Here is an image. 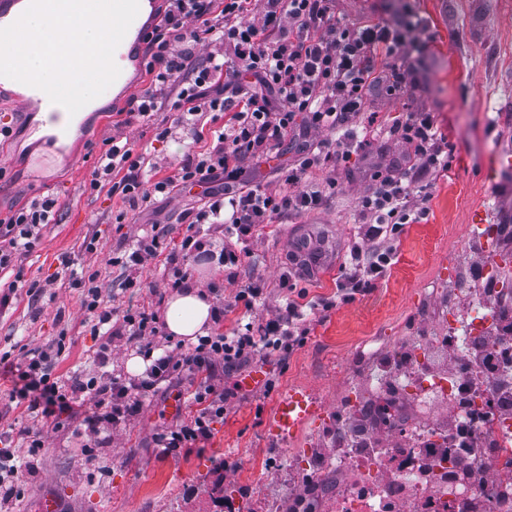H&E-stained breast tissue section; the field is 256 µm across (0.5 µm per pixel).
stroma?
Wrapping results in <instances>:
<instances>
[{
	"label": "stroma",
	"instance_id": "1",
	"mask_svg": "<svg viewBox=\"0 0 512 512\" xmlns=\"http://www.w3.org/2000/svg\"><path fill=\"white\" fill-rule=\"evenodd\" d=\"M332 9L353 26L395 21L408 9L424 27L426 49L413 58L418 86L392 96L375 91L369 103L382 120L406 111L433 113L447 142L448 170L436 177L412 175L411 189L423 188L429 195L426 209L396 226L391 261L368 290L337 300L329 310L313 311L303 324L301 345L287 357L261 361L273 389H238L230 410L213 423L208 440L169 454L156 446L157 433L175 427L195 409L188 401L180 412H172L177 388L164 387L148 397L126 429L100 448L88 447L78 420L52 426L28 410L26 402L13 399L12 392L22 385L15 365L25 348L44 349L64 341L65 351L54 369L63 380L95 368L94 356L104 339L81 305L80 289L70 287L62 272V256L72 259L76 272L95 274L104 303L164 314L166 298L148 289L149 283L161 282L164 259L148 263L145 289L132 294L121 291V270L109 259L153 224L167 229L165 244L177 250L187 229V212L197 211L205 200L202 187L157 193L141 209L129 211L108 190L90 191L89 182L99 154L114 135L128 137L137 150L148 153L160 179L174 175L196 145L177 129L157 138L158 127L170 126L174 117L166 109L122 125L126 105L114 99L108 83L102 86L104 104L80 114L67 140L54 134L36 137L37 109L19 112L16 93L0 91V128L10 132L0 140V157L6 162L0 170V220L44 197L58 202L34 251L0 269V291H9L18 277L46 285L38 303H30L20 288L9 291L8 303L0 305V433L34 427L45 434L32 472L23 475L22 498L0 505V512H38L39 500L48 492L62 502V512H209L216 487L235 512H263L256 499L261 491L270 493L279 512H285L303 487L291 477L294 467L303 459L317 462L327 452L336 418L345 414L349 398L366 397L373 386L367 370L372 354L447 333L438 301L454 287L457 266L484 253L466 245L474 210L499 225L491 240L495 252L512 257V164L501 160L503 154L512 155V0H333ZM300 145V140L286 139L279 157L247 160L243 166L254 181L282 189L280 171L298 162ZM369 175V161L353 156L348 169L336 173L343 194L320 212L276 216L261 226L259 237L247 243L248 254L234 280H227L217 264L185 258L189 287L207 293L215 305L228 301L236 287L260 278L270 287L265 306L270 314L281 301V276L295 271L309 297L335 298L344 282L341 265L357 238V200L369 187ZM307 224L329 225L336 239L338 265L320 276L297 271L286 258L297 227ZM90 237L97 240L92 254L82 248ZM292 391L307 393L317 411L285 443L271 426L278 402Z\"/></svg>",
	"mask_w": 512,
	"mask_h": 512
}]
</instances>
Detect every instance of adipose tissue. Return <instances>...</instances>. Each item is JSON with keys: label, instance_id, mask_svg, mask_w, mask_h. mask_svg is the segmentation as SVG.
I'll return each mask as SVG.
<instances>
[{"label": "adipose tissue", "instance_id": "adipose-tissue-1", "mask_svg": "<svg viewBox=\"0 0 512 512\" xmlns=\"http://www.w3.org/2000/svg\"><path fill=\"white\" fill-rule=\"evenodd\" d=\"M59 22L44 12L30 14L19 27L17 39L27 56V65L42 84L41 113L58 111L63 124H70L75 110L100 97V86L75 76L61 75L49 59L44 44L57 38ZM166 328L172 336L195 339L206 335L211 324V305L199 290L187 288L173 294L165 311Z\"/></svg>", "mask_w": 512, "mask_h": 512}]
</instances>
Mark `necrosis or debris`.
<instances>
[{"label":"necrosis or debris","instance_id":"obj_1","mask_svg":"<svg viewBox=\"0 0 512 512\" xmlns=\"http://www.w3.org/2000/svg\"><path fill=\"white\" fill-rule=\"evenodd\" d=\"M495 324L487 306L474 302L453 317L450 337H424L421 351L435 360L453 354L460 363H468L472 342L491 335ZM399 384L416 397L417 413L404 414L379 382L373 388L375 410L384 412L388 425L408 435L430 437L434 446L393 447L377 458L365 456L358 446L340 448L330 463L343 475L336 485V512H449L452 501L465 504L466 512H512V414L486 411L492 397L490 381L475 387L468 373L448 375L417 361L400 375ZM464 398L471 403L475 454L485 475L480 484L448 474V429L438 413L456 410Z\"/></svg>","mask_w":512,"mask_h":512}]
</instances>
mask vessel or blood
<instances>
[{"label": "vessel or blood", "instance_id": "1", "mask_svg": "<svg viewBox=\"0 0 512 512\" xmlns=\"http://www.w3.org/2000/svg\"><path fill=\"white\" fill-rule=\"evenodd\" d=\"M144 0H112V16L120 28L113 41L112 84L118 88L119 99H127L137 88L135 72L142 64V48L147 34L155 22L154 11L143 8ZM41 8L54 14L69 31L81 29L87 23L96 21L95 12L78 13L72 8L71 0H41ZM53 62L71 69L82 71L86 79L95 81L103 76L99 68L100 49L98 45L87 44L78 51H63L59 42L46 46ZM24 81L31 89H40L41 83L31 77L26 54L14 39L12 26L0 23V82ZM314 407L299 394L288 395L279 401L275 412V426L281 434L294 435Z\"/></svg>", "mask_w": 512, "mask_h": 512}]
</instances>
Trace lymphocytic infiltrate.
<instances>
[{"mask_svg": "<svg viewBox=\"0 0 512 512\" xmlns=\"http://www.w3.org/2000/svg\"><path fill=\"white\" fill-rule=\"evenodd\" d=\"M330 2L167 0L161 23L147 39L150 86L130 97L128 113L148 118L170 106L177 113L174 125L189 129L202 148L186 155L174 176L155 182L148 190L142 179L151 165L147 154L135 151L122 137H112L92 172L91 189L109 188L134 210L147 201L150 192L169 194L179 186L207 185L223 177V190L209 193L193 221L227 226L242 241L253 239L273 216L320 209L336 193L335 168L350 161L355 151L351 143H343L338 150L326 139L309 143L298 167L289 169L286 189L275 192L244 181L243 160L278 155L286 138L298 129L308 135L325 129L334 133L353 130L372 90L382 88L394 95L405 87L409 72L398 66V59L424 47L418 24L353 27L335 18ZM202 41L208 42L211 50L200 57L194 48ZM247 76L254 78L256 89L243 87ZM222 77L227 78V85H219ZM206 112L224 115L222 130L209 138L200 122ZM390 132L412 146V169L435 173L447 169L431 113H403ZM316 169L321 170V177H313ZM370 179L360 208L368 226V244L355 251V264L348 276L354 291L364 287L366 275L381 272L389 260L385 225L405 223L428 199L425 191H410L405 173L393 174L378 167ZM55 209V200L47 198L0 221L1 269L36 248L39 228L51 223ZM164 237L161 231L143 232L131 246L111 257V265L126 272L122 289L141 287L145 265L161 255L166 258L169 284L174 288L185 285L188 278L178 265L179 255L200 261L215 259L228 269L240 262L233 246L213 252L210 242L195 233L184 235L179 253L168 255ZM70 285L86 289L84 307L104 336L123 337L151 348L159 332L154 312L103 305L96 285L82 277L72 279ZM280 287L284 303L271 317H253L263 296L262 285L238 289L232 300L215 309L213 317L220 323L228 314L242 312L249 317L244 328L228 335L199 337L197 345L187 349L179 345L163 349L135 377L110 375L112 350L104 346L96 356V373L71 376L70 391L63 394L51 379L58 352L34 351L17 365L25 382L17 395L44 417L57 419L76 417L78 395L89 396L94 409L84 423L90 436L98 438L119 431L139 414L144 399L161 383L186 378L194 388L196 409L188 423L159 434L157 445L170 452L207 440L212 422L223 417L233 396L232 391L215 384V362H222L229 375L254 359L289 353L302 342L295 324L304 320L315 303L308 300L306 289L296 288L289 277H282Z\"/></svg>", "mask_w": 512, "mask_h": 512, "instance_id": "1", "label": "lymphocytic infiltrate"}]
</instances>
